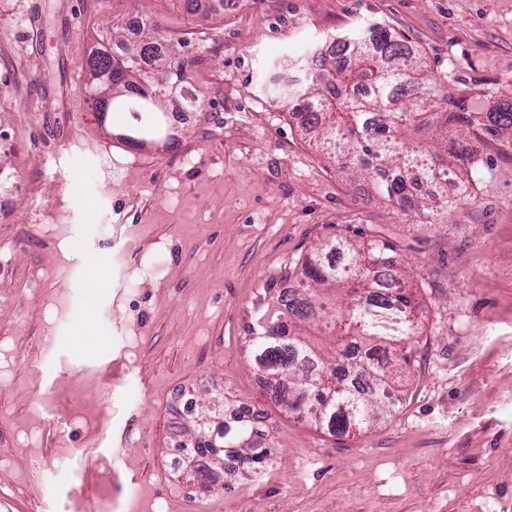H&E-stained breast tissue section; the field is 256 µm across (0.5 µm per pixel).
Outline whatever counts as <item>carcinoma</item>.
Listing matches in <instances>:
<instances>
[{
  "mask_svg": "<svg viewBox=\"0 0 512 512\" xmlns=\"http://www.w3.org/2000/svg\"><path fill=\"white\" fill-rule=\"evenodd\" d=\"M125 2L131 13L145 15L143 24L131 34L126 14L113 13L86 66L94 76V106L109 97L112 109L127 114L125 132L142 146L161 131L163 103L187 83L190 60L180 58L178 72H168L176 49L156 52L162 34L139 8L144 0ZM341 42L351 52L346 60L311 46L290 57L288 68L268 77L271 97L301 111L316 146L366 181L378 200L447 217L473 196L482 162L476 144L487 136L512 137V100L495 112H474L467 100L440 95L405 39L381 26ZM420 179L433 182L435 193L414 203L407 188ZM291 278L302 294L278 296L280 314L248 328L252 367L278 388L274 401L284 411L332 434L364 427L397 399L383 358L394 349L408 361L416 334L406 270L385 244L334 238L317 246L301 269L284 273ZM324 375L332 381L322 383ZM225 405L221 394L202 393L192 459L221 465L231 448L244 467H263L270 450L257 447L256 422L267 414L240 404L229 416Z\"/></svg>",
  "mask_w": 512,
  "mask_h": 512,
  "instance_id": "carcinoma-1",
  "label": "carcinoma"
}]
</instances>
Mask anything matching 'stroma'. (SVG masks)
Returning <instances> with one entry per match:
<instances>
[{
  "label": "stroma",
  "mask_w": 512,
  "mask_h": 512,
  "mask_svg": "<svg viewBox=\"0 0 512 512\" xmlns=\"http://www.w3.org/2000/svg\"><path fill=\"white\" fill-rule=\"evenodd\" d=\"M145 8L202 106L171 149L116 139L122 117L88 97L112 0H0V492L34 487L41 512H185L172 460L204 384L265 409L277 446L194 512H512V138L483 142L473 198L422 223L339 172L262 79L379 24L490 112L512 96V0ZM335 235L389 243L421 309L391 415L332 435L259 385L247 327Z\"/></svg>",
  "instance_id": "1"
}]
</instances>
